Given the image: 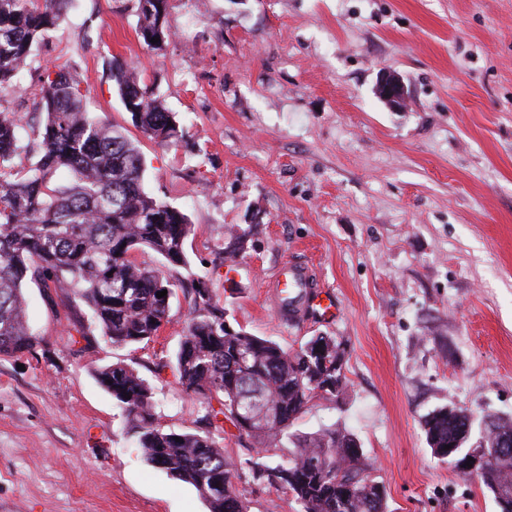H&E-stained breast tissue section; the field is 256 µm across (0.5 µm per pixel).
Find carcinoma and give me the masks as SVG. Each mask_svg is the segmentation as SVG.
<instances>
[{
	"instance_id": "cac0c4a2",
	"label": "carcinoma",
	"mask_w": 512,
	"mask_h": 512,
	"mask_svg": "<svg viewBox=\"0 0 512 512\" xmlns=\"http://www.w3.org/2000/svg\"><path fill=\"white\" fill-rule=\"evenodd\" d=\"M68 0H0V89L28 64ZM168 0H136L138 33L161 51L171 38ZM159 41L152 43V38ZM109 76L132 124L160 144L178 137V122L126 65L109 62ZM79 77L46 75L32 93L38 120L36 148L22 144L24 116L0 110V356H17L40 343L26 320L25 288L73 291L90 323L113 344L147 343L167 321L175 284L172 266L188 264L192 231L178 208L144 189L138 147L116 126L83 109ZM36 153L26 165L24 157ZM73 182L62 186L58 173ZM262 231L261 225L224 230V264L233 267ZM149 250L159 265L135 254ZM167 291L159 298L157 293ZM309 283L284 290L280 311L304 312ZM194 314L175 354L172 374L189 398L206 405L192 430L174 432L159 422L154 388L117 362L95 370L99 385L125 414V433L150 466L191 485L208 512H248L236 481L248 476L286 490L298 512H387L385 487L374 480L357 437L331 425L294 429L317 398L334 400L346 386L345 349L329 335L313 336L289 351L244 328L229 327L203 283L192 289ZM486 452L469 455L477 421L466 409L437 406L422 420L432 455L460 475H476L500 512H512V417L487 414ZM236 431L248 457L224 450V425ZM472 466H467L469 460Z\"/></svg>"
}]
</instances>
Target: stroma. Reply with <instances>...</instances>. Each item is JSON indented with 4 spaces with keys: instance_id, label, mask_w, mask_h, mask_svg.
<instances>
[{
    "instance_id": "stroma-1",
    "label": "stroma",
    "mask_w": 512,
    "mask_h": 512,
    "mask_svg": "<svg viewBox=\"0 0 512 512\" xmlns=\"http://www.w3.org/2000/svg\"><path fill=\"white\" fill-rule=\"evenodd\" d=\"M136 24L134 0H69L0 110L30 111L47 71L76 73L88 112L138 146L145 191L186 214L189 263L170 270L168 320L145 344H71L59 298L27 289L43 340L0 357V512H207L145 463L93 375L121 362L153 379L200 279L248 332L291 350L324 333L343 343V394L296 428L352 431L389 512H498L432 456L421 418L446 403L512 415V0H170L160 53ZM114 57L175 113L177 144L132 127L106 76ZM386 71L406 111L377 97ZM232 224L263 232L229 271ZM292 266L336 297L333 318L281 314ZM154 398L168 430L205 413L171 380ZM236 488L248 512H298L281 489Z\"/></svg>"
}]
</instances>
